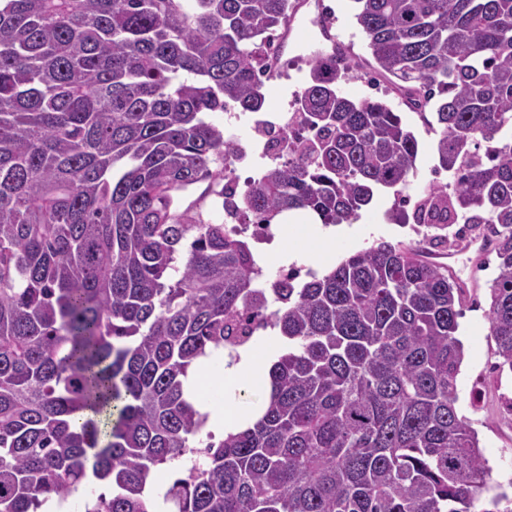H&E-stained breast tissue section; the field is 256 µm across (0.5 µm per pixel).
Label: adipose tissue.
<instances>
[{"mask_svg":"<svg viewBox=\"0 0 512 512\" xmlns=\"http://www.w3.org/2000/svg\"><path fill=\"white\" fill-rule=\"evenodd\" d=\"M277 221L280 230L269 247L270 252L291 262L307 253L329 256L332 230H325L317 238L305 240L297 229L298 224L305 221L304 214L293 211L278 216ZM278 350L275 336L268 335L258 337L255 344L240 348L239 359L234 364H227L222 354H212L201 362L199 371L190 376L188 386L193 390L215 386L242 396L267 387L270 368Z\"/></svg>","mask_w":512,"mask_h":512,"instance_id":"ef3b65f1","label":"adipose tissue"}]
</instances>
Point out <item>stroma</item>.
<instances>
[{"label": "stroma", "instance_id": "35a3bbf8", "mask_svg": "<svg viewBox=\"0 0 512 512\" xmlns=\"http://www.w3.org/2000/svg\"><path fill=\"white\" fill-rule=\"evenodd\" d=\"M322 3L332 10V34L343 41L359 59L349 79L341 83V92L357 100L369 96L373 92L367 85L366 75V62L370 54L365 37L353 18V0H322ZM294 27L304 30L305 36L290 42L283 49L273 76L265 83V109L269 112L291 111L294 97L305 86L315 61L314 49L319 48L326 53L332 50L331 43L319 41L318 27L312 23L310 15L297 14ZM405 119L418 137L419 155L417 172L411 177L404 192L418 197L433 186L446 185L448 175L437 168V134L425 131L413 112H406ZM398 214L393 190L376 193L358 219L337 225L331 251L336 259L341 260L386 241L419 249L430 257L457 252L452 272L466 283L467 293L463 315L459 320L458 337L464 346L465 359L457 378L456 408L459 416L465 418L478 433L480 445L491 468L492 484L510 486L512 423L504 420L502 403L504 393H512V374L504 375L498 381L491 371L496 357L487 313L491 303L490 281L494 273L490 270L474 272L473 262L460 236L461 225L451 224L441 231L411 222L399 223Z\"/></svg>", "mask_w": 512, "mask_h": 512}]
</instances>
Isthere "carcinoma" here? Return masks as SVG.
Wrapping results in <instances>:
<instances>
[{
	"instance_id": "cac0c4a2",
	"label": "carcinoma",
	"mask_w": 512,
	"mask_h": 512,
	"mask_svg": "<svg viewBox=\"0 0 512 512\" xmlns=\"http://www.w3.org/2000/svg\"><path fill=\"white\" fill-rule=\"evenodd\" d=\"M354 3L377 73L440 129L452 188L422 195L414 223L499 229L488 320L512 373V0ZM294 9L0 0V512L96 481L112 496L84 512H149L147 479L169 466L186 467L169 512H512L505 491L481 506L490 468L455 407L464 288L447 267L381 242L261 288L241 231L203 218L218 196L242 224H341L417 172L401 113L344 96L352 57L325 56L268 145L276 162L236 191L237 148L211 115L263 110L265 44ZM266 312L288 349L260 416L198 465L212 435L186 382Z\"/></svg>"
}]
</instances>
